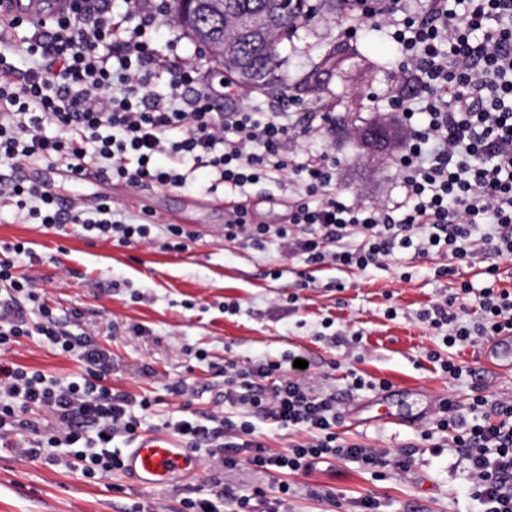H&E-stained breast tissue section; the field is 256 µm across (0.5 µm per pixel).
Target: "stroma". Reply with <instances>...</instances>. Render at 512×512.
Instances as JSON below:
<instances>
[{"instance_id":"obj_1","label":"stroma","mask_w":512,"mask_h":512,"mask_svg":"<svg viewBox=\"0 0 512 512\" xmlns=\"http://www.w3.org/2000/svg\"><path fill=\"white\" fill-rule=\"evenodd\" d=\"M348 24L342 13L301 23L277 47L281 86L251 92L236 84L220 95L217 106L223 112L287 113L289 122L301 129L287 148L290 157L334 160L331 192L349 203L378 207L399 194L394 160L408 137L384 100L395 84L397 48L375 33L348 38ZM348 40L357 55L348 57L338 72L321 76L316 93L294 97L291 84L315 74L327 47ZM370 121L389 127L385 147L366 144L360 129ZM209 184L202 174L184 188L145 184L133 190L96 176L51 183L78 212L91 209L105 194L129 216L139 217L147 208L157 223H180L198 235L183 251L166 250L159 233L152 243L123 245L76 224L47 229L23 223L5 202H0V242L21 241L31 249L33 257L20 271L36 279L61 322H68L70 310L78 308L85 325L97 327L99 344L112 354L108 382L113 391L156 399L145 430L191 414L248 418L271 451H286L302 441V434L225 403L219 369L230 360L245 367L295 352L308 363L295 372V379L340 396L343 414L336 431L343 440L384 450L391 460L402 451L413 452L407 474L389 466L377 478L355 464L331 460L309 474L289 476L288 512H349L352 502L367 494L380 501L381 512H477V502L467 493L466 460L448 448L447 434L437 433L436 447L428 448L421 446L420 433L433 427L444 401L463 409L477 394L512 400V369L484 362L482 345L447 347L419 314L448 296L465 319L477 320L479 309L458 287L464 281L485 286V270L492 266L497 287L512 292V261L496 256L487 226H475L474 258L452 277L435 274L446 257L434 253L421 258L410 249L363 271L336 264L309 266L274 243L255 250L225 240L228 215L214 209ZM245 192L254 220L285 222L291 199L287 182L262 180L247 185ZM391 308L396 316H388ZM137 325L143 334L134 333ZM200 350L206 360L197 359ZM436 353L465 366L462 377L444 373L432 360ZM7 357L65 382L83 371L75 358L57 354L35 337L21 338ZM355 373L388 386L347 396ZM176 382L182 395L168 390ZM381 400L391 422L365 423ZM419 411L426 414L423 423L407 425V418ZM197 457L200 467L192 477L154 490L139 487L123 473L87 479L0 447V512H129L136 502L152 512H178L181 499L203 485L216 482L245 491L271 488L283 479L277 472L215 466L203 450ZM316 486L334 492L335 501L313 497L310 490Z\"/></svg>"}]
</instances>
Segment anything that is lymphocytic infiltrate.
<instances>
[{
    "instance_id": "lymphocytic-infiltrate-1",
    "label": "lymphocytic infiltrate",
    "mask_w": 512,
    "mask_h": 512,
    "mask_svg": "<svg viewBox=\"0 0 512 512\" xmlns=\"http://www.w3.org/2000/svg\"><path fill=\"white\" fill-rule=\"evenodd\" d=\"M68 2L26 36L37 64L24 77L0 52L1 159L38 158L65 165L76 179L101 174L133 189L146 183L183 187L188 176L180 166L193 161L214 174L233 206L225 239L242 238L258 249L274 242L310 266L363 270L411 248L446 256L438 273L453 276L458 263L474 255L471 236L478 224L490 225L497 256L512 259V0H425L419 11L408 10L405 0H350L366 26L385 31L398 49V86L388 105L411 129L396 162L400 193L380 208L328 195L336 167L326 160H288L283 147L291 127L282 113L215 111V88L194 66L171 71V93L159 99L154 81L165 52L179 44L175 38L163 49L155 43L168 0H125L131 25L124 29L112 20L111 0ZM186 88L191 97L183 96ZM49 124L55 136L45 135ZM159 155L167 156V166L156 165ZM290 174L305 201L289 207L287 223H255L239 188ZM0 199L12 203L18 218L47 228L71 223L122 243L152 239V220H120L119 208L106 199L89 215L67 213L49 186L21 181H0ZM30 254L21 242L0 245V352L38 336L83 362L87 373L64 383L0 355V443L32 460L51 448L66 449L70 468L86 478L122 471L112 440H134L153 402L113 392L107 383L112 355L99 345L97 331L76 309L62 325L35 279L15 275ZM460 289L474 294L478 321L465 320L450 298L421 315L448 345L512 334L511 292L466 281ZM271 376V387H256V379ZM224 400L309 439L273 453L246 421L181 418L163 427L228 470L245 465L307 474L331 458L368 471L392 464L376 449L342 440L336 395L313 393L283 374L281 361L227 363ZM468 411L466 421L453 404H443L435 430L421 438L451 432L452 448L469 463V494L481 512H512V401L478 395ZM289 494L286 482L273 493L261 486L244 493L223 489L212 498H184L180 512H220L224 501L233 512H286Z\"/></svg>"
}]
</instances>
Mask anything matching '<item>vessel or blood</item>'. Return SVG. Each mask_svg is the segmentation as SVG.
<instances>
[{
    "label": "vessel or blood",
    "mask_w": 512,
    "mask_h": 512,
    "mask_svg": "<svg viewBox=\"0 0 512 512\" xmlns=\"http://www.w3.org/2000/svg\"><path fill=\"white\" fill-rule=\"evenodd\" d=\"M63 0H14L12 9L23 18L40 20L63 8ZM493 366H512V336H498L485 346ZM199 461L175 436L159 432L140 434L123 456V470L141 487L162 489L197 471Z\"/></svg>",
    "instance_id": "b4317fda"
}]
</instances>
